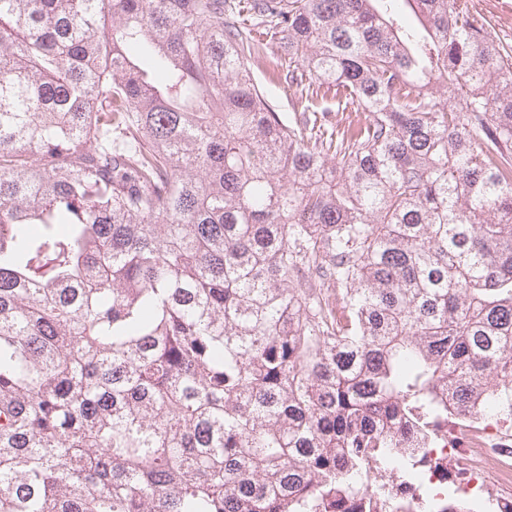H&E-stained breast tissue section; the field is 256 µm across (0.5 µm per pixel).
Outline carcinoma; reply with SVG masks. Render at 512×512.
Listing matches in <instances>:
<instances>
[{
	"label": "carcinoma",
	"instance_id": "cac0c4a2",
	"mask_svg": "<svg viewBox=\"0 0 512 512\" xmlns=\"http://www.w3.org/2000/svg\"><path fill=\"white\" fill-rule=\"evenodd\" d=\"M494 417L512 50L468 0H0V512H477L422 464Z\"/></svg>",
	"mask_w": 512,
	"mask_h": 512
}]
</instances>
